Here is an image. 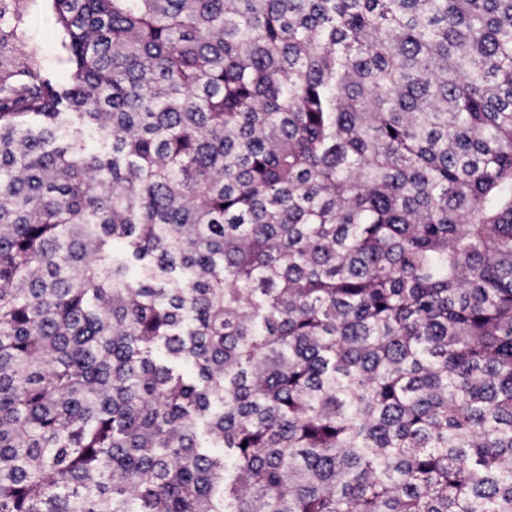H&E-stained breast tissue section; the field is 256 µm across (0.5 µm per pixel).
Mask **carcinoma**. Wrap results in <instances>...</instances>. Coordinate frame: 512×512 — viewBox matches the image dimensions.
I'll return each instance as SVG.
<instances>
[{"label":"carcinoma","mask_w":512,"mask_h":512,"mask_svg":"<svg viewBox=\"0 0 512 512\" xmlns=\"http://www.w3.org/2000/svg\"><path fill=\"white\" fill-rule=\"evenodd\" d=\"M51 2L0 512H512V0Z\"/></svg>","instance_id":"obj_1"}]
</instances>
